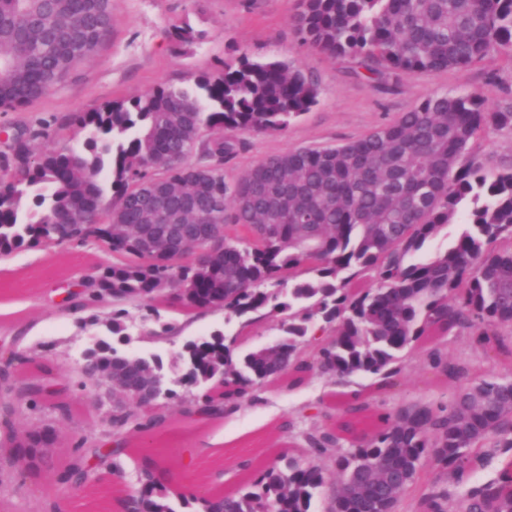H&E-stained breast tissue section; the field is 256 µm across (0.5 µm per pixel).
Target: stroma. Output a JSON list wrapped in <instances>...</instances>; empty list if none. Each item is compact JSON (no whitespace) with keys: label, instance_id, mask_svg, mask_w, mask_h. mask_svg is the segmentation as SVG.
<instances>
[{"label":"stroma","instance_id":"35a3bbf8","mask_svg":"<svg viewBox=\"0 0 512 512\" xmlns=\"http://www.w3.org/2000/svg\"><path fill=\"white\" fill-rule=\"evenodd\" d=\"M297 0H112V36L99 56L85 63L65 88L41 98L31 107L0 112V126L46 122L48 133L79 112L105 103L144 94L160 85L185 87L191 75L220 70L240 54L254 59L277 58L299 67L318 86L317 102L293 119L283 131L237 132L244 147L224 162L226 179H234L261 160L290 148L329 147L358 139L392 123L436 93H479L490 107L512 100V57L495 54L483 62L435 73L405 75L381 83L356 76L347 59H334L301 45L292 25ZM189 24L204 35L188 54L177 52L169 37L172 26ZM485 170L512 166V130H491L473 148ZM103 253L79 243L24 248L0 258V351L10 352L9 336L24 332V353L50 360L58 380L69 383L76 402L84 394L70 383L72 369L93 340L76 315L50 299L49 291L94 272ZM166 321L183 325L188 336L203 337L221 328L244 331L246 348L272 342L278 332L270 321L248 329L225 323L223 311H208L194 320L175 310L162 313ZM369 378L354 376L339 386L320 377L288 390L262 387L260 404L244 405L236 413L207 423H174L149 438L132 436L123 458L127 484H134L142 452L157 449L170 470V501L175 512H195L211 491L242 486L237 460L264 465L287 452L290 436L278 425L293 408L318 400L334 403V391L352 393L367 387ZM448 384L425 361L422 349L411 350L398 387L383 400L384 409L415 401H444ZM109 477L89 480L74 492L58 491L49 473L38 470L15 484L12 501L17 512L57 495L64 512H111Z\"/></svg>","mask_w":512,"mask_h":512}]
</instances>
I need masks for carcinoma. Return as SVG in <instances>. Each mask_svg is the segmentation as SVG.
Here are the masks:
<instances>
[{"label":"carcinoma","mask_w":512,"mask_h":512,"mask_svg":"<svg viewBox=\"0 0 512 512\" xmlns=\"http://www.w3.org/2000/svg\"><path fill=\"white\" fill-rule=\"evenodd\" d=\"M293 26L302 44L349 58L355 73L380 82L512 55V0H299ZM111 30L112 0H0V110L64 87ZM173 38L192 46L202 34L176 26ZM318 95L301 69L244 53L194 75L191 86H159L71 117L85 132L75 146L40 150L42 130L4 127L0 254L65 238L97 246L103 234L93 225H112L126 259L83 278L62 305L91 311L80 327L103 323L123 343L131 307L157 324L150 338L180 331L162 321L166 306L191 315L222 309L225 322L245 327L281 315L280 336L241 355L239 336L220 329L185 343L184 378L201 387L180 397L187 420L260 402L265 384L374 378L364 393L336 394L330 427L315 404L292 410L284 431L299 419L312 426L285 464L272 462L253 489L226 492L206 512H308L325 489L327 512H512V373L479 377L469 356H450L440 343L463 337L512 362V166L488 174L468 157L483 131L512 128V104L488 109L476 94L437 93L344 145L290 149L224 177V159L240 146L224 132L283 131ZM172 216L241 235L224 237V251L203 261L140 262L138 226ZM457 218L465 228L446 250L420 257ZM417 344L452 388L448 402L377 415L376 401L397 385L404 353ZM16 358L37 376L0 369V474L21 471L34 449L55 443L38 430L19 440V415L63 422L75 410L52 366ZM89 358L112 375V416L102 421L87 408L88 428L57 472V484L71 489L92 472L123 479L127 436L172 420L167 404L145 409L132 397L161 374V356L131 361L103 339ZM495 457L497 478L460 494L442 485L439 471L461 482ZM395 472L409 491L390 485ZM136 480L140 495L116 512H174L156 459L144 457Z\"/></svg>","instance_id":"obj_1"}]
</instances>
